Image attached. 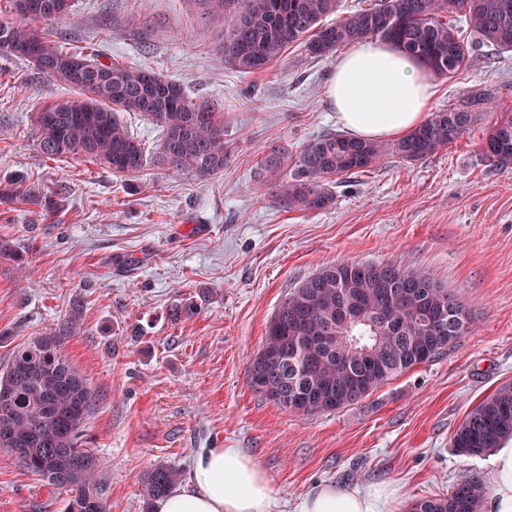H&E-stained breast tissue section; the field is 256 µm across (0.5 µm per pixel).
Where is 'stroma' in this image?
Listing matches in <instances>:
<instances>
[{
  "label": "stroma",
  "instance_id": "35a3bbf8",
  "mask_svg": "<svg viewBox=\"0 0 512 512\" xmlns=\"http://www.w3.org/2000/svg\"><path fill=\"white\" fill-rule=\"evenodd\" d=\"M74 2L46 26L49 41L180 82L195 101L217 105L230 148L212 177L172 173L157 156L158 127L127 112L147 155L140 171L46 159L33 115L68 92L0 49V179L23 175L60 200L52 217L0 205V237L28 259H0V368L81 303L63 352L98 397L85 439L102 466L107 512H143L148 470L188 477L208 448L253 456L272 481L276 512H295L320 483L396 487L384 512L446 495L467 475L491 483L489 456L457 455L452 438L472 406L512 382V169L482 155L497 112L512 110V55L479 48L467 69L437 81L434 112L476 90L496 96L495 111L478 113L448 148L413 163L387 155L332 183L330 207L294 210L284 177L261 174L258 153L283 146L294 155L338 131L324 96L334 58L292 48L243 75L224 65V18L207 0ZM340 260L426 271L476 324L446 354L358 403L295 414L253 390L249 363L289 290ZM203 291L196 315L172 319L178 299ZM68 497L0 449V512H64Z\"/></svg>",
  "mask_w": 512,
  "mask_h": 512
}]
</instances>
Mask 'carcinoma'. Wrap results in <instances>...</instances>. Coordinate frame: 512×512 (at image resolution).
<instances>
[{
    "instance_id": "carcinoma-1",
    "label": "carcinoma",
    "mask_w": 512,
    "mask_h": 512,
    "mask_svg": "<svg viewBox=\"0 0 512 512\" xmlns=\"http://www.w3.org/2000/svg\"><path fill=\"white\" fill-rule=\"evenodd\" d=\"M12 0L20 20L0 21V48L36 47L26 61L66 85L73 96L35 113L39 152L47 158L80 157L118 173L141 170L146 154L121 118L140 113L162 131L159 157L175 172L199 178L224 170L230 151L224 121L216 105L190 99L181 84L148 66L105 64L94 55L65 50L48 42L40 22L71 11V0ZM224 14V66L237 72L265 71L291 47L310 58H327L340 47L364 38L390 41L420 59L439 79H450L471 63L473 47L458 33L454 20L465 18L478 45L512 52V0H375L367 8L339 14L340 0H213ZM336 15L331 23L324 22ZM490 93H473L464 104L432 113L428 120L395 143L358 140L328 132L307 141L289 158L280 147L265 148L261 172L277 175L292 166L285 183L288 206L298 210L327 207L333 201L328 183L377 166L388 153L419 161L462 136L476 120ZM487 163L512 168V113L502 112L488 131ZM0 203L28 204L47 216L57 211L55 195L19 177L0 182ZM327 264L301 280L282 299L266 327L265 342L249 367L250 385L277 406L301 412L285 398L319 401L334 411L358 402L346 386L364 384L366 398L392 378L424 363L435 347L448 351L471 332L475 318L457 295L424 271L371 263ZM198 303L184 298L171 307L172 317L186 319ZM81 305L43 335L15 349L0 373L11 389L9 414L0 416V448L49 483L74 491L65 512H107L101 490L100 462L82 441L97 397L87 380L62 352L77 333ZM316 336H332L328 344ZM274 361L270 385L277 399L259 388L263 356ZM512 438V383L499 385L473 406L458 426L453 446L462 456H478ZM178 470L160 465L147 473L143 510L179 480ZM485 484L463 477L445 496L414 500L409 512H483Z\"/></svg>"
}]
</instances>
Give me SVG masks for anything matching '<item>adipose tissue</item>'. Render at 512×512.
<instances>
[{
	"mask_svg": "<svg viewBox=\"0 0 512 512\" xmlns=\"http://www.w3.org/2000/svg\"><path fill=\"white\" fill-rule=\"evenodd\" d=\"M436 84L425 66L389 42L366 38L339 57L325 86L328 106L360 140L397 139L427 119ZM493 482L483 512H512V440L491 456ZM383 487L317 485L296 512H382ZM272 482L239 448H209L195 456L188 481L169 492L158 512H274Z\"/></svg>",
	"mask_w": 512,
	"mask_h": 512,
	"instance_id": "obj_1",
	"label": "adipose tissue"
}]
</instances>
